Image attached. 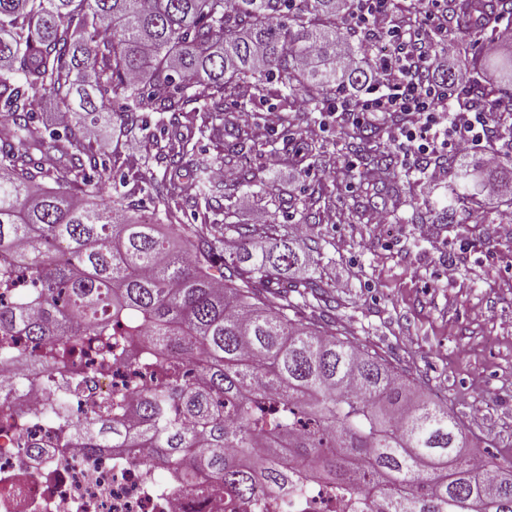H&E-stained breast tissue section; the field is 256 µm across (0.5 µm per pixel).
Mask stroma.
Returning <instances> with one entry per match:
<instances>
[{"label":"stroma","mask_w":512,"mask_h":512,"mask_svg":"<svg viewBox=\"0 0 512 512\" xmlns=\"http://www.w3.org/2000/svg\"><path fill=\"white\" fill-rule=\"evenodd\" d=\"M143 117L141 159L123 163L122 183L103 172L104 199L119 192L144 205L153 179L171 176L189 188L196 166L217 163L228 174L247 167L257 179L232 197L220 180L207 182L202 199L189 189L179 201L182 222L208 211V231L221 238L225 223L243 224L259 212L266 218L259 243L311 247V260L279 278L294 285L312 277L326 291L322 299H298L299 319L332 329L447 404L476 454L512 458V223L500 221L512 200H461L449 219L440 206L460 169L481 160V148L454 157L444 179L432 183L419 157L393 141L398 119L363 123L353 148L341 139L335 114L297 110L290 114L293 139L259 125L240 143L237 123L228 121L173 170L165 155L174 143L161 132L160 114ZM314 124L323 127L311 142L315 155L303 135ZM387 151L398 161L392 182L364 166ZM272 152L282 158L273 169L266 165ZM418 215L429 223V236L418 234Z\"/></svg>","instance_id":"obj_1"}]
</instances>
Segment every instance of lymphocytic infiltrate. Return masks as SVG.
<instances>
[{"label":"lymphocytic infiltrate","instance_id":"1","mask_svg":"<svg viewBox=\"0 0 512 512\" xmlns=\"http://www.w3.org/2000/svg\"><path fill=\"white\" fill-rule=\"evenodd\" d=\"M348 2L356 29L386 49L371 69L372 95L352 102L337 99V108L359 121L375 112L402 115L395 135L410 151L442 159L463 147L478 146L485 165H499L495 103L452 94L428 76L435 68V47L448 32L447 6L433 0L424 17L417 19L402 14L395 0Z\"/></svg>","mask_w":512,"mask_h":512}]
</instances>
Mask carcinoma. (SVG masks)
I'll list each match as a JSON object with an SVG mask.
<instances>
[{
    "mask_svg": "<svg viewBox=\"0 0 512 512\" xmlns=\"http://www.w3.org/2000/svg\"><path fill=\"white\" fill-rule=\"evenodd\" d=\"M500 0H459V33L489 32ZM347 41L336 0H0V367L18 365L68 392L87 380L75 359L116 364L121 387L91 398L83 418L51 399L43 420L73 448H149L199 498L237 503L286 495L294 477L362 500L366 512H512V460L477 459L460 423L393 368L288 314L290 293L271 287L300 254L285 241L223 251L174 206L185 188L153 182L147 218L121 194L106 202L94 172L117 164L94 153L78 112H110L144 130L141 112L171 113L180 165L195 136L224 124L226 101L247 111L242 88L278 78L280 112L304 89L322 112L367 70L336 69ZM315 48L320 64L300 66ZM476 74L509 86L512 53L477 55ZM72 115L45 139L34 125L37 98ZM201 113L182 131L178 115ZM53 178L73 190L40 186ZM490 182L512 169H465L448 185V206L479 205ZM135 395L133 415L127 397ZM0 420L25 435L8 400Z\"/></svg>",
    "mask_w": 512,
    "mask_h": 512,
    "instance_id": "1",
    "label": "carcinoma"
}]
</instances>
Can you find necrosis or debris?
Segmentation results:
<instances>
[{
  "label": "necrosis or debris",
  "instance_id": "necrosis-or-debris-1",
  "mask_svg": "<svg viewBox=\"0 0 512 512\" xmlns=\"http://www.w3.org/2000/svg\"><path fill=\"white\" fill-rule=\"evenodd\" d=\"M6 395L32 423L24 445L0 425V512H215L209 502L173 491L171 472H158L145 450L60 447L37 420L49 401L43 379L28 377L22 390ZM236 512H355V501L308 486L286 505L272 500Z\"/></svg>",
  "mask_w": 512,
  "mask_h": 512
}]
</instances>
